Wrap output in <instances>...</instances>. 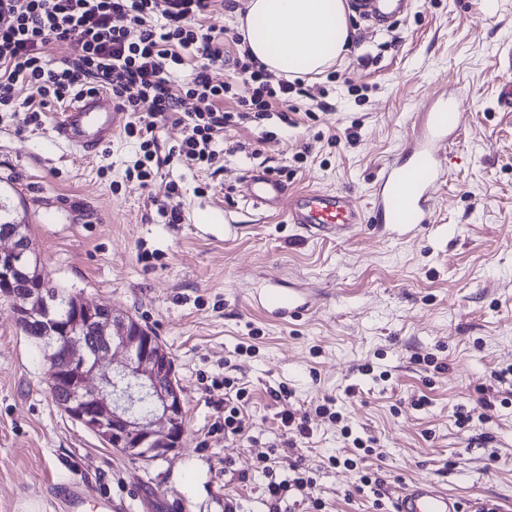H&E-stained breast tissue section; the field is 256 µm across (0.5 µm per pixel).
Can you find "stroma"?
I'll return each instance as SVG.
<instances>
[{"label": "stroma", "mask_w": 512, "mask_h": 512, "mask_svg": "<svg viewBox=\"0 0 512 512\" xmlns=\"http://www.w3.org/2000/svg\"><path fill=\"white\" fill-rule=\"evenodd\" d=\"M348 21L350 52L302 81L290 123L225 132L259 157L224 155L213 175L165 168L182 187L180 224L164 223L127 177L134 139L75 154L52 134L60 104L25 125L36 94L15 86L0 108V203L25 220L46 279L133 315L165 345L187 431L164 460L106 445L53 402L39 349L0 299V512H66L75 483L111 497L116 512H224L229 501L237 512H393L398 492L421 479L464 512H512V398L489 421H455L493 371L512 366V111L497 104L512 0H407L389 27L368 28L354 12ZM367 52L378 61L365 68ZM445 93L465 98L466 126L417 230L315 238L242 199L243 176L265 163L287 169L289 190L343 191L368 207L382 166ZM266 131L275 140L263 141ZM268 288L301 290L309 310L274 320L255 302ZM417 354L443 370L413 363ZM227 377L248 392L239 436L219 427L224 393L212 384ZM282 386L292 396L275 400ZM328 399L340 419L318 413ZM287 412L309 428L290 458L279 453ZM263 459L280 478L299 463L314 479L310 501H268ZM366 472L375 481L364 486Z\"/></svg>", "instance_id": "35a3bbf8"}]
</instances>
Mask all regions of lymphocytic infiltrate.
Here are the masks:
<instances>
[{
	"mask_svg": "<svg viewBox=\"0 0 512 512\" xmlns=\"http://www.w3.org/2000/svg\"><path fill=\"white\" fill-rule=\"evenodd\" d=\"M223 0H0V106L11 104L13 86L35 88L43 101L65 103L87 92L105 91L131 119L125 127L138 136L142 155L131 169L143 186H152L171 164L211 169L227 128L287 121L298 81L270 72L254 59L242 35L238 51L225 59L211 31L195 19L213 18ZM73 51L63 66L48 58L52 46ZM200 58L182 95H172L167 74L186 57ZM231 63L250 81L249 99L228 109L230 85L215 83L213 67ZM167 114L183 126L180 144L161 152L154 118Z\"/></svg>",
	"mask_w": 512,
	"mask_h": 512,
	"instance_id": "lymphocytic-infiltrate-1",
	"label": "lymphocytic infiltrate"
}]
</instances>
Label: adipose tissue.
I'll use <instances>...</instances> for the list:
<instances>
[{"label": "adipose tissue", "instance_id": "1", "mask_svg": "<svg viewBox=\"0 0 512 512\" xmlns=\"http://www.w3.org/2000/svg\"><path fill=\"white\" fill-rule=\"evenodd\" d=\"M244 8L250 52L276 74L321 73L352 43L345 0H245Z\"/></svg>", "mask_w": 512, "mask_h": 512}]
</instances>
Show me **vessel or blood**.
I'll return each instance as SVG.
<instances>
[{"label":"vessel or blood","mask_w":512,"mask_h":512,"mask_svg":"<svg viewBox=\"0 0 512 512\" xmlns=\"http://www.w3.org/2000/svg\"><path fill=\"white\" fill-rule=\"evenodd\" d=\"M399 0H355L354 6L371 24L392 17ZM120 114L111 96L95 92L68 104L53 126L55 137L82 156H91L110 141ZM462 97L434 100L421 113L405 156L383 167L374 186L369 211L354 203L351 196L333 190L289 192L286 183L265 168L249 171L241 192L254 208L284 215L313 237H344L356 233L365 222L376 226L415 229L431 217V197L435 186L450 168V155L440 145L464 127ZM267 314L288 319L307 310L308 303L294 290L269 288L259 299ZM69 512H112L110 497L91 496L75 487L67 499ZM394 512H462L456 498L440 490L434 482L419 480L401 492Z\"/></svg>","instance_id":"1"}]
</instances>
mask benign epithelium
Segmentation results:
<instances>
[{"mask_svg":"<svg viewBox=\"0 0 512 512\" xmlns=\"http://www.w3.org/2000/svg\"><path fill=\"white\" fill-rule=\"evenodd\" d=\"M0 296L16 322L44 317L43 281L25 225L0 236ZM31 284L26 290L18 286ZM63 324L43 332L50 394L68 416L131 459L159 460L180 447L185 432L183 391L167 348L133 316L69 300Z\"/></svg>","mask_w":512,"mask_h":512,"instance_id":"obj_1","label":"benign epithelium"}]
</instances>
